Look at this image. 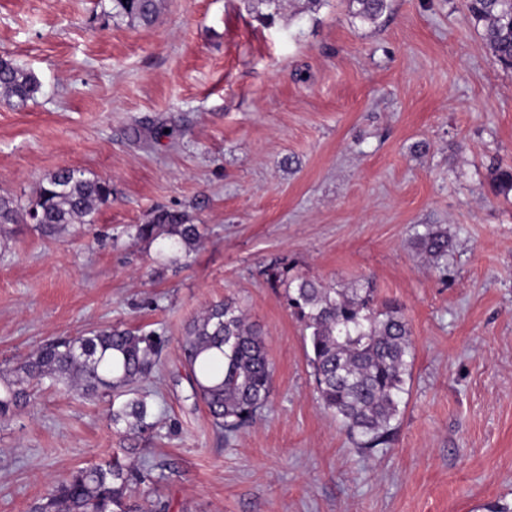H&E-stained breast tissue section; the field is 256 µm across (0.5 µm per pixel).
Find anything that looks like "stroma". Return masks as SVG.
Wrapping results in <instances>:
<instances>
[{"label":"stroma","instance_id":"1","mask_svg":"<svg viewBox=\"0 0 512 512\" xmlns=\"http://www.w3.org/2000/svg\"><path fill=\"white\" fill-rule=\"evenodd\" d=\"M273 26L245 0H166L130 27L112 0H0V56L41 91L0 99V195L63 167L109 181L96 221L65 243L0 231V371L44 341L113 326L165 340L144 384L161 423L135 440L112 397L42 384L0 420V512H30L72 471L122 454L149 467L138 512H486L512 505V71L462 0H390L377 24L344 0ZM193 214L203 242L160 268L127 225ZM448 232L447 266L420 252ZM373 278L404 307L413 367L388 445L364 453L325 411L283 288ZM235 299L266 341L274 381L257 421L215 430L179 340Z\"/></svg>","mask_w":512,"mask_h":512}]
</instances>
